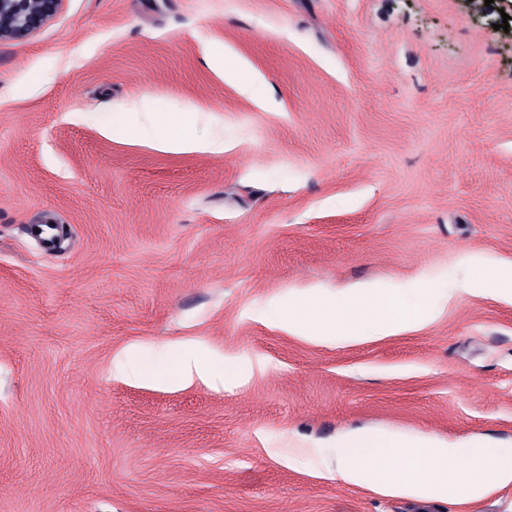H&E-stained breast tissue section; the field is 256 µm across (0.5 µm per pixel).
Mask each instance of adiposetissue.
<instances>
[{
    "label": "adipose tissue",
    "instance_id": "obj_1",
    "mask_svg": "<svg viewBox=\"0 0 512 512\" xmlns=\"http://www.w3.org/2000/svg\"><path fill=\"white\" fill-rule=\"evenodd\" d=\"M144 116L150 122L147 137L157 149L174 153L207 150V143L196 135V115L192 112L162 111L147 101L142 111L114 116L112 125L116 128L136 127ZM472 270L473 275L464 284V291L512 298L511 267L491 270L476 260L472 263ZM448 295V289L427 288L419 284L407 288L389 283L363 284L336 294H327L312 287L303 301L282 297L270 299L262 314L267 318L281 315L284 327L298 337L320 341L341 338L358 342L422 328L436 316L431 299H444Z\"/></svg>",
    "mask_w": 512,
    "mask_h": 512
}]
</instances>
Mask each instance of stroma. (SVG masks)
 <instances>
[{"label": "stroma", "mask_w": 512, "mask_h": 512, "mask_svg": "<svg viewBox=\"0 0 512 512\" xmlns=\"http://www.w3.org/2000/svg\"><path fill=\"white\" fill-rule=\"evenodd\" d=\"M498 0H64L0 42V512H453L313 456L357 429L512 448V300L362 343L272 295L512 264ZM233 75L210 64L215 49ZM193 112L170 153L113 114ZM241 364L167 385L184 344Z\"/></svg>", "instance_id": "stroma-1"}]
</instances>
